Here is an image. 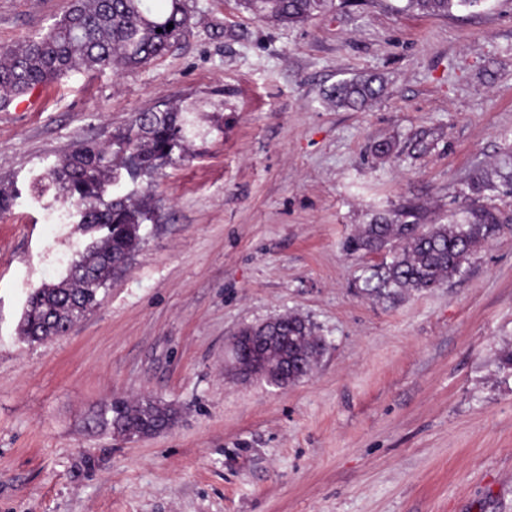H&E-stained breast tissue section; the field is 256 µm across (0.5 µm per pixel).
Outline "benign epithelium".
I'll return each instance as SVG.
<instances>
[{
  "instance_id": "7a95c632",
  "label": "benign epithelium",
  "mask_w": 512,
  "mask_h": 512,
  "mask_svg": "<svg viewBox=\"0 0 512 512\" xmlns=\"http://www.w3.org/2000/svg\"><path fill=\"white\" fill-rule=\"evenodd\" d=\"M285 320V316L251 325L238 330L229 344L231 358L225 362V373L239 381L253 377L265 379L278 388L292 384L288 379V351L282 344V337L268 335L270 327ZM141 402L162 411L163 420L156 428L160 432L171 428L177 419V409L152 396H144Z\"/></svg>"
}]
</instances>
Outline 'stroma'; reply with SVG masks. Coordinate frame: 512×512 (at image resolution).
I'll use <instances>...</instances> for the list:
<instances>
[{
  "mask_svg": "<svg viewBox=\"0 0 512 512\" xmlns=\"http://www.w3.org/2000/svg\"><path fill=\"white\" fill-rule=\"evenodd\" d=\"M345 0L282 25L244 0H189L178 45L138 69L76 70L0 110V512H512V194L465 276L376 294L382 256L345 248L403 206L444 224L464 180L512 149V0L427 15ZM67 0H0V47ZM380 75L354 112L323 91ZM197 110L186 158L138 179L158 219L71 330L27 341L30 293L89 242L35 179L139 112ZM391 147L379 155L378 144ZM295 313L323 336L280 389L224 375L242 326ZM180 414L124 441L91 424L115 398Z\"/></svg>",
  "mask_w": 512,
  "mask_h": 512,
  "instance_id": "obj_1",
  "label": "stroma"
}]
</instances>
